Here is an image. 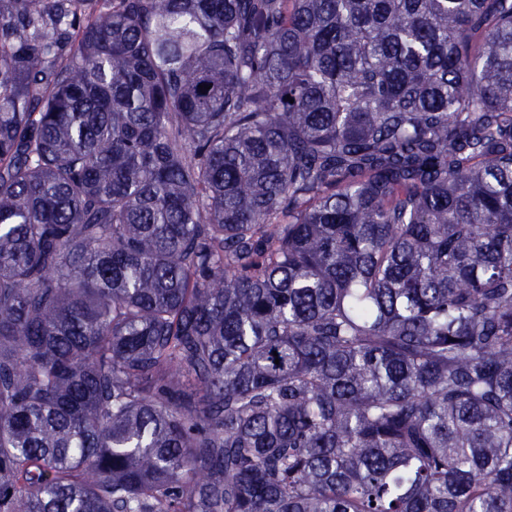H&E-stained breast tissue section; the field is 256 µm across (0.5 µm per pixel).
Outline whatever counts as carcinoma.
<instances>
[{
    "label": "carcinoma",
    "mask_w": 512,
    "mask_h": 512,
    "mask_svg": "<svg viewBox=\"0 0 512 512\" xmlns=\"http://www.w3.org/2000/svg\"><path fill=\"white\" fill-rule=\"evenodd\" d=\"M0 512H512V0H0Z\"/></svg>",
    "instance_id": "obj_1"
}]
</instances>
